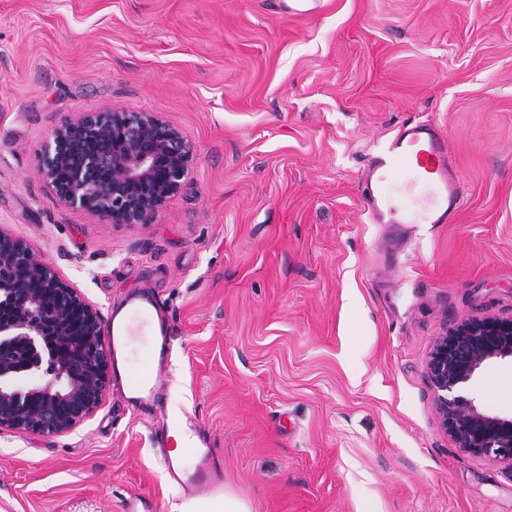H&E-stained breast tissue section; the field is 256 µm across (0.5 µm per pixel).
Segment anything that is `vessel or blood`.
<instances>
[{"mask_svg": "<svg viewBox=\"0 0 512 512\" xmlns=\"http://www.w3.org/2000/svg\"><path fill=\"white\" fill-rule=\"evenodd\" d=\"M361 196L374 224H451L462 203L461 179L448 148V138L431 124L407 120L401 123L392 141L372 157L362 179ZM126 314H111L108 320L109 351L123 355L136 340L133 318L151 325L157 344L137 376L114 370L127 406L137 410L157 409L166 392L163 372L171 356L168 319L149 294L133 293L126 300ZM185 426L199 452L194 473L181 474L171 459L163 467L171 480L184 490L202 494L217 483V471L209 437L192 420Z\"/></svg>", "mask_w": 512, "mask_h": 512, "instance_id": "obj_1", "label": "vessel or blood"}]
</instances>
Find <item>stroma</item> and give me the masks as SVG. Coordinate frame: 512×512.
Segmentation results:
<instances>
[{
  "label": "stroma",
  "mask_w": 512,
  "mask_h": 512,
  "mask_svg": "<svg viewBox=\"0 0 512 512\" xmlns=\"http://www.w3.org/2000/svg\"><path fill=\"white\" fill-rule=\"evenodd\" d=\"M0 0V230L99 312L147 290L177 349L168 404L251 512H512V468L461 451L426 363L454 322L512 315V0ZM146 112L194 149L149 224L62 206L66 121ZM444 131L454 224H372L359 183L401 122ZM467 394L512 417V361ZM158 423L107 385L61 435L0 430V512L187 500Z\"/></svg>",
  "instance_id": "1"
}]
</instances>
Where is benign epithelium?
I'll use <instances>...</instances> for the list:
<instances>
[{
    "label": "benign epithelium",
    "instance_id": "benign-epithelium-1",
    "mask_svg": "<svg viewBox=\"0 0 512 512\" xmlns=\"http://www.w3.org/2000/svg\"><path fill=\"white\" fill-rule=\"evenodd\" d=\"M112 141V177L95 172L100 153L94 146ZM194 154L177 130L143 112L106 109L64 123L48 144L41 175L58 201L114 224H149L165 200L178 193ZM72 167L69 183L57 168ZM0 301L20 309V317L0 323V429L60 435L73 430L98 404L72 415L58 408L81 392L107 382L103 320L70 288L56 268L37 258L36 248L0 230ZM55 317L60 344L46 350L44 321ZM17 339L27 346L24 359L2 354ZM512 359V317L485 316L455 323L439 337L427 370L438 397L442 426L458 447L512 468V417L481 410L464 394L465 385L484 364ZM52 364L50 379L27 390L13 378Z\"/></svg>",
    "mask_w": 512,
    "mask_h": 512
}]
</instances>
